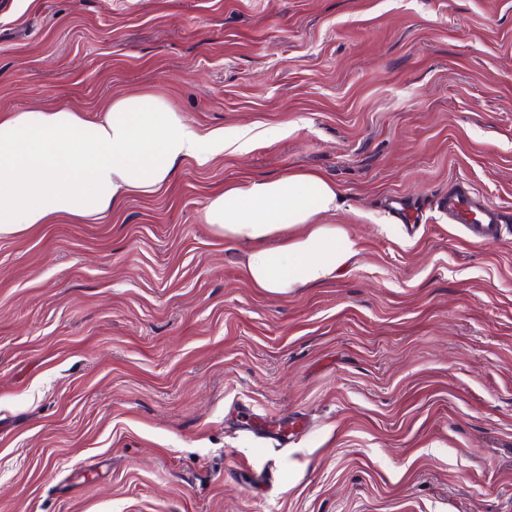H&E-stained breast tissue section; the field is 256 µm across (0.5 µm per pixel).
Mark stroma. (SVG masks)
Listing matches in <instances>:
<instances>
[{"label": "stroma", "instance_id": "35a3bbf8", "mask_svg": "<svg viewBox=\"0 0 512 512\" xmlns=\"http://www.w3.org/2000/svg\"><path fill=\"white\" fill-rule=\"evenodd\" d=\"M142 91L254 143L0 237V512H512V0H0V109ZM287 170L357 253L274 294L204 207ZM445 209L451 223L461 224L476 242L496 241L509 222L499 207L467 193L448 194Z\"/></svg>", "mask_w": 512, "mask_h": 512}]
</instances>
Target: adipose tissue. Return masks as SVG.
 <instances>
[{
	"mask_svg": "<svg viewBox=\"0 0 512 512\" xmlns=\"http://www.w3.org/2000/svg\"><path fill=\"white\" fill-rule=\"evenodd\" d=\"M230 147L245 152L251 142L241 130L200 133L150 93L116 96L97 116L65 106L0 111V237L100 220L168 186L181 162L204 165ZM338 199L322 175L286 171L226 185L204 216L225 240L258 244L247 266L254 287L285 293L328 281L355 255L345 229L315 221Z\"/></svg>",
	"mask_w": 512,
	"mask_h": 512,
	"instance_id": "obj_1",
	"label": "adipose tissue"
}]
</instances>
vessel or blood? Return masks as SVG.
Wrapping results in <instances>:
<instances>
[{"label":"vessel or blood","mask_w":512,"mask_h":512,"mask_svg":"<svg viewBox=\"0 0 512 512\" xmlns=\"http://www.w3.org/2000/svg\"><path fill=\"white\" fill-rule=\"evenodd\" d=\"M445 208L451 223L462 225L477 242L496 241L506 223L499 207L466 193L449 195Z\"/></svg>","instance_id":"vessel-or-blood-1"}]
</instances>
